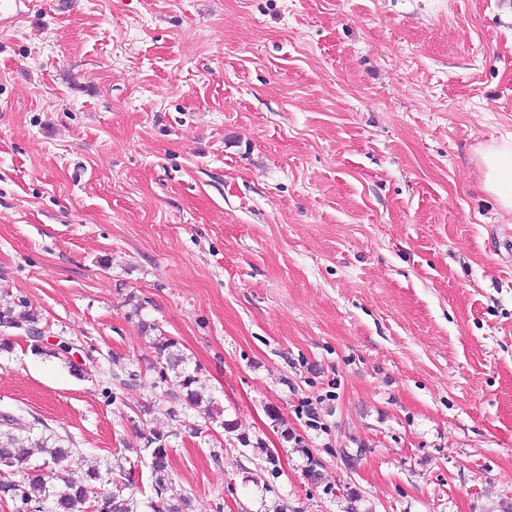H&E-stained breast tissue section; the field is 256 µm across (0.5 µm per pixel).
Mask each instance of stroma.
<instances>
[{"label": "stroma", "mask_w": 512, "mask_h": 512, "mask_svg": "<svg viewBox=\"0 0 512 512\" xmlns=\"http://www.w3.org/2000/svg\"><path fill=\"white\" fill-rule=\"evenodd\" d=\"M0 23V407L192 512H512V0H42ZM156 325L219 421L154 384ZM138 379L127 382L129 372ZM481 161L485 168L484 190L497 198L502 209L512 211V136L487 146ZM23 307L25 309L20 312H16L12 306L0 307V328L23 331L26 339L34 343L35 354L56 358L65 357L66 354H69V348L66 345H49L43 342V337H37L42 336L39 314L35 310L26 309L28 306L23 305ZM140 439L142 446L136 449V453L143 452L150 460L149 481L153 493L147 505L150 512H188L191 498L174 489L169 473L168 435L149 430L142 433Z\"/></svg>", "instance_id": "1"}]
</instances>
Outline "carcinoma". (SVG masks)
Returning a JSON list of instances; mask_svg holds the SVG:
<instances>
[{"label": "carcinoma", "mask_w": 512, "mask_h": 512, "mask_svg": "<svg viewBox=\"0 0 512 512\" xmlns=\"http://www.w3.org/2000/svg\"><path fill=\"white\" fill-rule=\"evenodd\" d=\"M0 328L24 332L38 355L61 358L69 353L64 344L43 342L40 317L32 309L17 312L11 306L0 307ZM143 328L156 332L155 362L150 366L155 385L166 387L173 402L190 409L203 407L207 417L215 419L213 408L204 405L205 386L197 372L188 369V358L180 351L179 342L155 326L145 324ZM21 426L20 415L0 409V504L9 512H140L133 470L118 463L104 475L88 470L79 480L69 479L68 474L79 464L80 453L70 437L58 435L44 422V432L31 440L43 461L32 468L29 452L19 446L14 434ZM141 440L136 453L149 458L150 512H189L191 498L174 489L169 473L168 435L150 430L141 434Z\"/></svg>", "instance_id": "obj_1"}]
</instances>
